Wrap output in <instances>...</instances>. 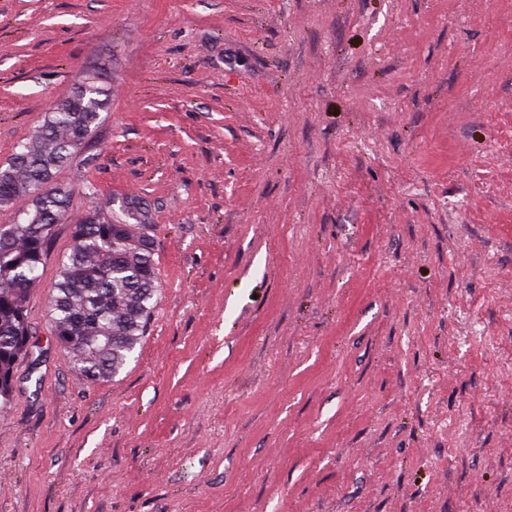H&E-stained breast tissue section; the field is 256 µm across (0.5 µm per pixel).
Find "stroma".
I'll return each mask as SVG.
<instances>
[{
	"label": "stroma",
	"instance_id": "35a3bbf8",
	"mask_svg": "<svg viewBox=\"0 0 512 512\" xmlns=\"http://www.w3.org/2000/svg\"><path fill=\"white\" fill-rule=\"evenodd\" d=\"M90 72L0 512H512V0H0V163ZM125 196L162 292L90 381L48 298Z\"/></svg>",
	"mask_w": 512,
	"mask_h": 512
}]
</instances>
